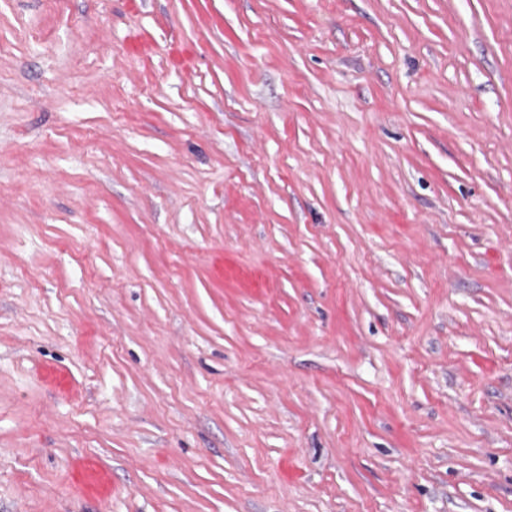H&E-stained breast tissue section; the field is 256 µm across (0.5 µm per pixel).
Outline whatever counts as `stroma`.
Returning <instances> with one entry per match:
<instances>
[{
    "instance_id": "35a3bbf8",
    "label": "stroma",
    "mask_w": 512,
    "mask_h": 512,
    "mask_svg": "<svg viewBox=\"0 0 512 512\" xmlns=\"http://www.w3.org/2000/svg\"><path fill=\"white\" fill-rule=\"evenodd\" d=\"M0 512H512V0H0Z\"/></svg>"
}]
</instances>
